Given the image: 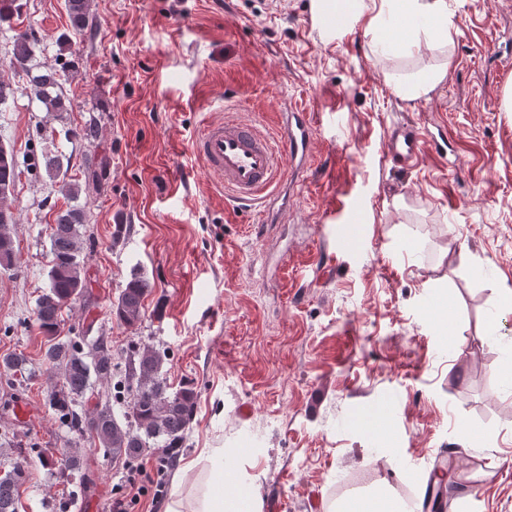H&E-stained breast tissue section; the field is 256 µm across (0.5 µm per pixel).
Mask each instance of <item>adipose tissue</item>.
I'll use <instances>...</instances> for the list:
<instances>
[{
    "label": "adipose tissue",
    "instance_id": "1",
    "mask_svg": "<svg viewBox=\"0 0 512 512\" xmlns=\"http://www.w3.org/2000/svg\"><path fill=\"white\" fill-rule=\"evenodd\" d=\"M399 17L422 20V27L412 31L414 38L447 44L451 24L446 0H370L369 6L354 13L355 23L368 33L392 28ZM235 509V502L227 499L220 485L205 475L198 476L188 496H176L168 506V512H235Z\"/></svg>",
    "mask_w": 512,
    "mask_h": 512
}]
</instances>
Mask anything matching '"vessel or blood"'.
I'll return each mask as SVG.
<instances>
[{
	"label": "vessel or blood",
	"mask_w": 512,
	"mask_h": 512,
	"mask_svg": "<svg viewBox=\"0 0 512 512\" xmlns=\"http://www.w3.org/2000/svg\"><path fill=\"white\" fill-rule=\"evenodd\" d=\"M312 135L309 112L288 105L281 112L276 139H269L249 123L227 118L207 125L192 149L210 178L235 203L268 207L276 202L272 187L282 172V157L307 160ZM429 146V139L414 127L402 126L390 136L386 156L406 164Z\"/></svg>",
	"instance_id": "vessel-or-blood-1"
}]
</instances>
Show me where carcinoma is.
Masks as SVG:
<instances>
[{
    "instance_id": "carcinoma-1",
    "label": "carcinoma",
    "mask_w": 512,
    "mask_h": 512,
    "mask_svg": "<svg viewBox=\"0 0 512 512\" xmlns=\"http://www.w3.org/2000/svg\"><path fill=\"white\" fill-rule=\"evenodd\" d=\"M73 26L86 28L90 0H66ZM39 39L31 29L17 35L13 54L28 77L35 99L48 112H63L60 75L43 70L36 63L35 49ZM19 174L14 155L0 147V266L14 260L12 227L16 223L6 200L10 187ZM86 209L74 204L58 216L52 227L51 250L53 265L49 271V288L38 300L39 328L52 340L44 357L60 373L63 386L54 391L50 405L69 431L90 437L99 448L129 463L147 449L164 451L183 445L197 401V392L185 385L175 392L168 390L163 365L166 355L145 346L134 353L128 364L127 391L130 392L126 422L118 421L109 405L96 408L86 416L76 408V398L94 391L95 382L112 378V349L102 339L84 346L80 342L59 339L62 307L84 288L81 259V229L86 223ZM149 283L133 274L114 304L115 316L125 325L134 327L141 320L143 301ZM26 471L17 464L0 477V512H16L18 486Z\"/></svg>"
}]
</instances>
